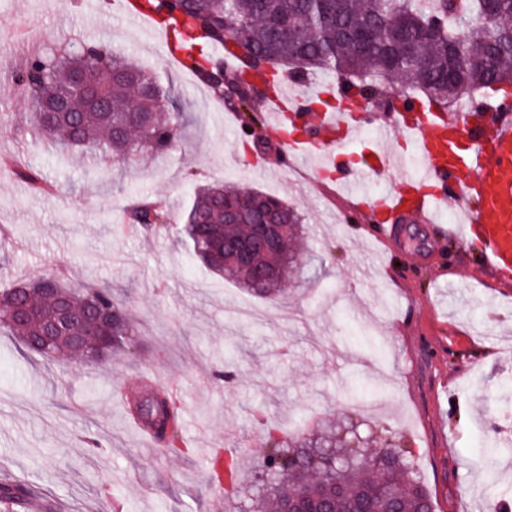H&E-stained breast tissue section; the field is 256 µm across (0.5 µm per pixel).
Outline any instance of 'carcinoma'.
Wrapping results in <instances>:
<instances>
[{"mask_svg": "<svg viewBox=\"0 0 512 512\" xmlns=\"http://www.w3.org/2000/svg\"><path fill=\"white\" fill-rule=\"evenodd\" d=\"M152 9L182 37L181 49L194 60L197 77L216 99L224 90L250 91L237 84L249 69L263 72L256 59L247 61L243 49L257 51L276 61L273 68L287 66L298 79L310 73L329 74L347 82L356 91L368 89L378 95L392 86L414 85L424 103L452 112L462 100L480 92L509 94L512 89V0H467L460 11L458 0H148ZM288 24V37L279 36ZM230 29L234 41L224 40ZM472 34V61L458 62L457 35ZM220 46L237 59L230 70L224 56L212 55L205 46ZM79 57L62 51L55 72L39 88L27 87L38 102L53 101L68 88L69 72ZM109 100V112H85L84 102L73 97L67 114L37 112L40 135L66 150L87 147L131 164L146 157L170 153L176 140L171 130L180 129L182 113L174 98L164 92L154 77L139 65L114 51L106 59L96 82ZM268 194L234 185L200 187L184 223L175 233L191 241L196 257L217 274L243 285L254 296L269 298L299 277L300 266L291 255L303 218L282 199H276L280 248L275 254L257 252L241 263L232 252L214 247L223 239L239 242L252 236L250 210L254 201ZM237 207L241 216L227 223L226 210ZM126 221L145 232L160 228L166 209L147 202L126 210ZM31 288L37 298V316L27 324L12 322L10 304L17 294ZM64 294L78 310L92 304L112 309L108 332L112 347H121L133 335V319L107 288L93 285L73 292L55 278L44 277L0 290V325L31 344L39 335L44 318L53 311V292ZM130 415L165 441L168 452L178 455L187 447L179 432L180 409L162 392L135 396L128 404ZM265 456L252 478L239 475L238 458L213 455L206 471L210 485L224 496L239 500L238 512H251L248 500L257 495L266 512H283L288 501L301 495L315 512L326 500L336 502V512H434L429 492L417 479L407 450L385 439L378 448L365 447L358 425L348 422L343 433L333 426H318L308 437L290 434L277 423L264 429ZM41 512H57L43 500L38 487L16 477H0V502L13 512H31L34 502Z\"/></svg>", "mask_w": 512, "mask_h": 512, "instance_id": "cac0c4a2", "label": "carcinoma"}]
</instances>
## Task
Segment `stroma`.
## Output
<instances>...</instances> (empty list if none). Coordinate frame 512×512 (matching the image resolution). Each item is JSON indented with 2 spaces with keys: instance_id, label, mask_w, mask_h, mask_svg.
Segmentation results:
<instances>
[{
  "instance_id": "stroma-1",
  "label": "stroma",
  "mask_w": 512,
  "mask_h": 512,
  "mask_svg": "<svg viewBox=\"0 0 512 512\" xmlns=\"http://www.w3.org/2000/svg\"><path fill=\"white\" fill-rule=\"evenodd\" d=\"M150 69L183 114L174 152L133 165L55 149L31 120L12 73L18 39L45 53L88 36ZM280 141H254L233 106L172 65L158 39L116 14L114 0H0V157L51 185L48 193L0 168V287L61 268L68 286L111 289L134 320L123 349L73 365L26 351L0 328V472L27 480L67 512H212L209 449L261 460L255 413L291 427L302 418L361 435L391 427L417 452L435 512H486L489 488H512V446L495 436L501 384L512 379V278L462 243L460 210L434 224L349 221L351 201L316 158L279 166ZM252 187L304 218L308 256L324 274L258 300L224 282L181 237L127 230L123 215L158 201L182 216L201 184ZM232 380L215 379L225 353ZM376 385L346 404L351 378ZM176 387L189 448L145 446L122 387Z\"/></svg>"
}]
</instances>
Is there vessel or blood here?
Masks as SVG:
<instances>
[{"label":"vessel or blood","mask_w":512,"mask_h":512,"mask_svg":"<svg viewBox=\"0 0 512 512\" xmlns=\"http://www.w3.org/2000/svg\"><path fill=\"white\" fill-rule=\"evenodd\" d=\"M118 7L129 21L144 24L149 35H167L168 26L155 12L144 8L140 0H119ZM323 94L306 91L303 95H274L266 105L275 114L277 127L304 126L307 109L321 104L316 133L290 138L284 144V166L292 167L300 158L314 154L330 158L337 141L351 138L345 122V110L351 103L350 92L340 89L335 101L323 104ZM470 112H494L489 126L470 122L468 114L455 117L438 111H426L422 102L410 103L404 112L387 123L367 114L366 122L375 134L366 154L362 174L382 175L401 170L404 157L384 147L394 130L406 134L419 158L420 167L406 175L398 185L374 201H366L357 187L359 175L347 172L337 180L338 187L354 199L355 209L372 206L384 219L409 220L430 224L436 209L448 200L465 196L476 199L478 208L465 216L466 236L477 237L483 246L487 264L497 272L512 274V103H471Z\"/></svg>","instance_id":"1"}]
</instances>
